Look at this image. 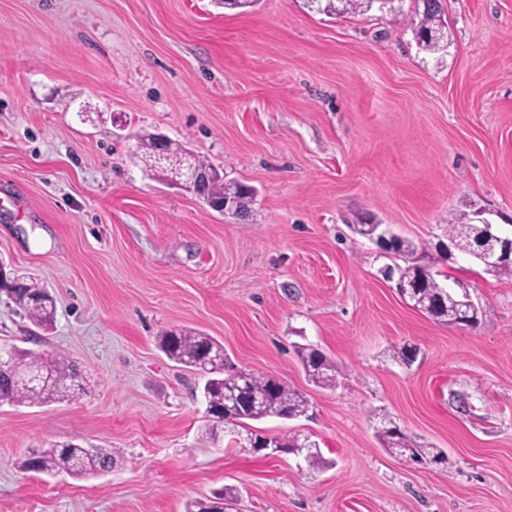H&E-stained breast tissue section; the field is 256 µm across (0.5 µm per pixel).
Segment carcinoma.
I'll return each mask as SVG.
<instances>
[{"label":"carcinoma","mask_w":512,"mask_h":512,"mask_svg":"<svg viewBox=\"0 0 512 512\" xmlns=\"http://www.w3.org/2000/svg\"><path fill=\"white\" fill-rule=\"evenodd\" d=\"M421 2L423 10L419 13L418 40L424 49L436 51L438 46L432 35L436 29L442 27L441 3L440 0ZM323 11L332 14H356L364 12V8L361 0H346L339 8L334 0H326ZM141 148L146 165L154 167L158 156L156 137L144 136ZM165 156L171 173L186 165L210 172L211 179L205 186V192L215 202L231 196L236 198L239 209L244 211L254 197L252 188L240 182L224 181V175L215 166L181 144L166 140ZM398 271L427 282V287L421 290L423 297L420 306L423 312L438 321H455L454 311L445 306L441 285L428 267L412 261L404 267H398ZM0 290L13 296L16 306L33 325L45 329L54 322L55 300L39 284L32 281L16 284L3 274L0 276ZM159 347L169 359L209 375L202 394L206 413L211 416L210 425L202 435L203 440L208 443L215 440L218 428L224 425L226 389H234L240 393V406L233 408L230 415L241 424L246 420L257 421L269 416L295 419L308 411V400L303 393L270 375L241 369L229 375L224 374V346L210 336L173 329L160 336ZM297 355L306 375L314 383L330 388L336 382V367L320 349L302 346L298 348ZM8 364L11 373H0V393L6 396L9 403L66 400L72 397L74 383L81 379V374L73 362L44 352L16 349ZM34 371L45 376L43 385L34 388L16 380V375ZM378 435L384 447L394 450L409 462L424 465L444 461L442 452L424 447L396 426L383 427ZM111 467L112 452L102 448H85L72 442L35 451L21 462V468L27 471L65 473L73 478L96 475ZM229 496L231 493L221 491L211 497L194 499L187 504L186 512H224V499Z\"/></svg>","instance_id":"1"}]
</instances>
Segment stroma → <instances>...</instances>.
Wrapping results in <instances>:
<instances>
[{"label": "stroma", "instance_id": "1", "mask_svg": "<svg viewBox=\"0 0 512 512\" xmlns=\"http://www.w3.org/2000/svg\"><path fill=\"white\" fill-rule=\"evenodd\" d=\"M441 4L431 53L416 0H0V260L56 301L42 332L1 296L0 348L85 380L61 403L0 405V512H185L225 489L233 512H512V278L436 251L459 213L512 229V0ZM149 133L254 186L246 216L146 170ZM363 216L467 289L480 325L404 301L352 230ZM173 328L303 392L306 416L247 428L309 438L322 465L200 444L204 378L157 345ZM300 345L335 363L334 388L308 380ZM385 418L445 463L390 454ZM65 442L111 450V469H21Z\"/></svg>", "mask_w": 512, "mask_h": 512}]
</instances>
